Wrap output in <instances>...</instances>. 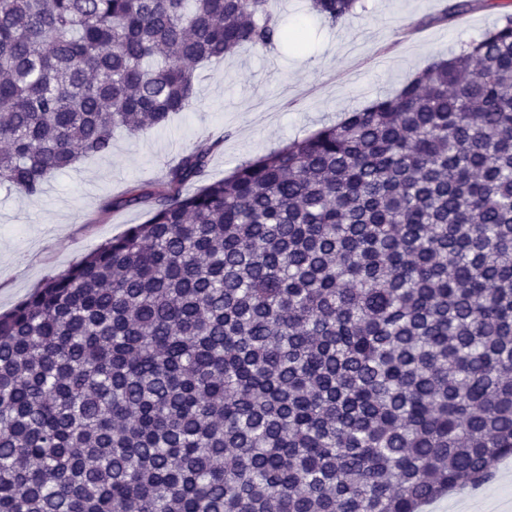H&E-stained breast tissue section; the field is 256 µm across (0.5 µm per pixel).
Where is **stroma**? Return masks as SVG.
Wrapping results in <instances>:
<instances>
[{
    "instance_id": "obj_1",
    "label": "stroma",
    "mask_w": 512,
    "mask_h": 512,
    "mask_svg": "<svg viewBox=\"0 0 512 512\" xmlns=\"http://www.w3.org/2000/svg\"><path fill=\"white\" fill-rule=\"evenodd\" d=\"M454 2L362 0L363 10L332 27L309 9V0H275L285 28L304 33L301 46L282 41L197 69L201 95L193 110L138 136L116 132L111 154L49 178L40 197L0 186V312L102 242L143 223L144 209L115 208L112 200L161 180L184 154L215 144L209 174L224 178L244 161L395 94L499 20L486 0L444 19ZM495 468L491 482L434 499L421 512H512V457Z\"/></svg>"
}]
</instances>
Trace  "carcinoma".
Here are the masks:
<instances>
[{"instance_id": "1", "label": "carcinoma", "mask_w": 512, "mask_h": 512, "mask_svg": "<svg viewBox=\"0 0 512 512\" xmlns=\"http://www.w3.org/2000/svg\"><path fill=\"white\" fill-rule=\"evenodd\" d=\"M271 0H0V185L302 42ZM400 90L209 179L201 146L0 314V512H419L512 456V0ZM360 0H310L327 24ZM197 183L192 194L181 187Z\"/></svg>"}]
</instances>
